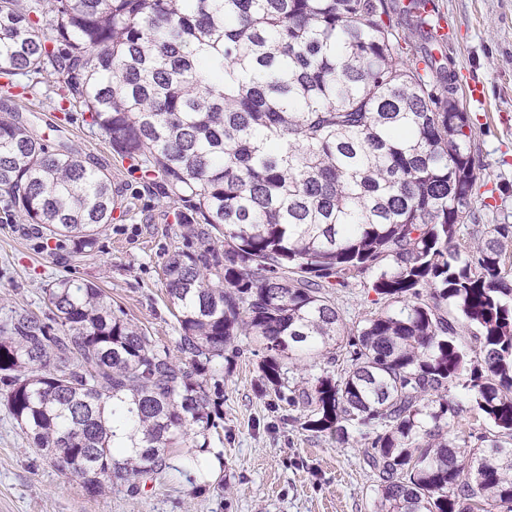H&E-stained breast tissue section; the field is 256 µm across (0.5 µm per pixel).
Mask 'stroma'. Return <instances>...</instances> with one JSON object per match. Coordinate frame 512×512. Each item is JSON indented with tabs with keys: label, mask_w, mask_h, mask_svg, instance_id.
Instances as JSON below:
<instances>
[{
	"label": "stroma",
	"mask_w": 512,
	"mask_h": 512,
	"mask_svg": "<svg viewBox=\"0 0 512 512\" xmlns=\"http://www.w3.org/2000/svg\"><path fill=\"white\" fill-rule=\"evenodd\" d=\"M438 4L448 33L442 62L455 76L458 104L472 117L479 147L475 206L482 223L512 224V0ZM474 83L483 87L484 106L467 99ZM62 85L52 70L35 79L0 74V112L16 113L50 147L69 148L107 169L117 206L95 250L82 258L74 256L72 241L45 239L31 224L0 223V315L15 308L47 313L45 290L55 281L91 282L179 356L162 264L186 245L177 219L184 205L165 197L160 179H146L115 156L81 113L59 110ZM332 297L349 325L379 310L364 281L333 289ZM262 358L243 336L224 354L217 375L221 417L208 433L222 473L202 486L166 466L139 478L137 492L118 486L88 496L80 479L58 472L34 449L0 405V512H372L376 477L362 449L302 429V408L262 391Z\"/></svg>",
	"instance_id": "obj_1"
}]
</instances>
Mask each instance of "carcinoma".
Listing matches in <instances>:
<instances>
[{"instance_id": "carcinoma-1", "label": "carcinoma", "mask_w": 512, "mask_h": 512, "mask_svg": "<svg viewBox=\"0 0 512 512\" xmlns=\"http://www.w3.org/2000/svg\"><path fill=\"white\" fill-rule=\"evenodd\" d=\"M435 0H0V73L64 74L61 103L184 203L163 262L172 357L93 283L0 319V395L57 471L96 496L208 446V373L239 336L301 427L367 442L374 512H512V224L479 223L469 113L433 53ZM5 212L95 249L106 169L0 115ZM207 228L197 230L195 225ZM374 274L384 308L346 325L329 289ZM469 330L475 345L457 339ZM349 367L293 387L284 362ZM484 432L455 427V391Z\"/></svg>"}]
</instances>
